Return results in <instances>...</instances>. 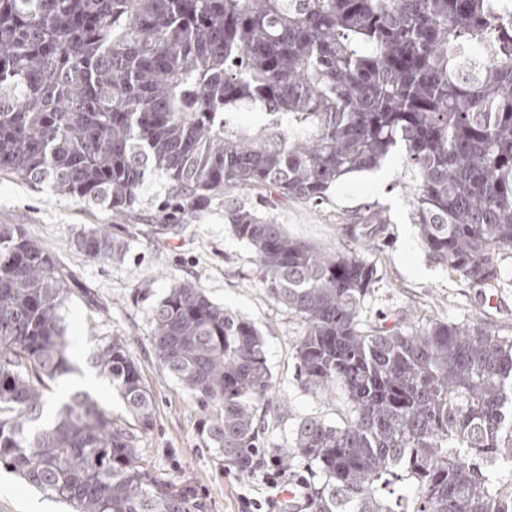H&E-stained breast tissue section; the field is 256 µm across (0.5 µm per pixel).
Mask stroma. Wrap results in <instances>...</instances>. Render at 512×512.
<instances>
[{
	"label": "stroma",
	"instance_id": "stroma-1",
	"mask_svg": "<svg viewBox=\"0 0 512 512\" xmlns=\"http://www.w3.org/2000/svg\"><path fill=\"white\" fill-rule=\"evenodd\" d=\"M403 173V154L397 151L380 168L341 180L318 202L263 190L244 192L243 198L281 224L288 235L337 249L355 246L352 227L360 215L377 211L386 217L382 236L372 240L366 254L377 272L365 300L368 325L390 328L416 318L448 319L512 336V257L501 263L504 283L497 290V304L481 303L478 288L429 257L412 220L411 189ZM114 222L128 229L121 256L102 261L78 252L82 233ZM0 224L23 225L30 236L61 256L97 298L91 307L81 297H73L63 311L68 354L79 371L53 387L52 398L72 387L89 392L113 413H122L107 380L87 361L99 339H122L156 405L154 425L140 434L137 453L157 474L189 484L203 512H244L246 500L274 497L277 490L270 479L275 449L287 447L302 418L332 420L339 413L337 399L304 390L297 382L295 348L305 327L296 314L260 288L254 254L225 224L223 200H212L193 217H185L161 180L151 175L138 202L117 218L97 205L52 196L47 188L0 172ZM159 224H178L182 231L159 235L155 232ZM183 280L197 283L211 301L252 322L263 337L276 397L266 417L265 448L250 471L224 466L206 447L198 401L153 354L151 308L172 284ZM0 512H70V508L0 464Z\"/></svg>",
	"mask_w": 512,
	"mask_h": 512
}]
</instances>
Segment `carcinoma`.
<instances>
[{
	"instance_id": "obj_1",
	"label": "carcinoma",
	"mask_w": 512,
	"mask_h": 512,
	"mask_svg": "<svg viewBox=\"0 0 512 512\" xmlns=\"http://www.w3.org/2000/svg\"><path fill=\"white\" fill-rule=\"evenodd\" d=\"M491 0H0V171L114 214L156 174L192 216L228 188L317 201L396 149L429 255L493 288L512 250V12ZM496 57L475 69L497 23ZM268 121L247 131L240 112ZM260 287L306 326L302 388L341 417L302 419L279 463L304 460L317 512H512V337L475 323L368 330L367 225L319 247L243 203L224 206ZM81 252L110 260L106 227ZM78 286L20 224H0V463L73 512H190V491L136 451L155 400L123 340L92 367L126 415L76 391L62 310ZM162 367L201 408L205 442L244 471L273 382L258 329L190 281L152 308Z\"/></svg>"
}]
</instances>
